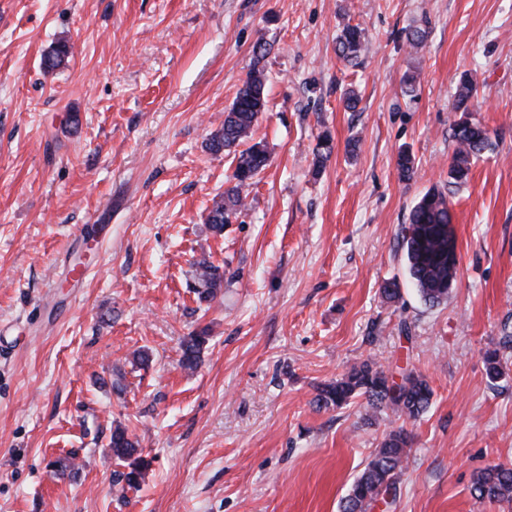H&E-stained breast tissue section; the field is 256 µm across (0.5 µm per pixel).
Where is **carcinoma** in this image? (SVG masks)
<instances>
[{
    "label": "carcinoma",
    "instance_id": "1",
    "mask_svg": "<svg viewBox=\"0 0 512 512\" xmlns=\"http://www.w3.org/2000/svg\"><path fill=\"white\" fill-rule=\"evenodd\" d=\"M364 35L357 25H343L336 37L338 55L347 62L358 60L363 50ZM267 47L259 43L253 50L252 63L224 121L210 137L209 149L214 153L229 151L252 137L259 116L267 109V74L262 62ZM69 57V47L57 44L44 58L48 70L59 67ZM476 89L468 79L461 80L453 106L457 116L450 124L455 150L448 170L446 191L433 188L424 193L410 211L409 223L400 230L399 246L404 253L408 279L424 303L431 306L448 301L456 284L458 258L453 234L450 194L469 180L472 164L493 146L490 131L470 117L469 102ZM333 151L329 133L322 132L315 150V171H320ZM268 155L264 146L254 143L241 151L230 178V186L215 201L207 223L216 234H223L244 207L247 189L265 169ZM224 268L203 256L193 263V293L201 303L211 302L224 288ZM208 330L203 328L182 340V364L195 369ZM404 383L396 395L391 394L393 374L371 363L363 362L336 381L317 388V408L341 407L356 397H363L373 408H392L409 419L419 417L431 404L433 390L429 382L412 370L401 373ZM113 455L126 463L119 475L122 488L135 489L144 481L150 462L138 453V444L127 431L116 427L110 438ZM411 451V441L404 428L390 431L376 449L363 471L352 483L343 503V512H372L377 501L390 506L397 498V483ZM472 496L481 503L512 502V462L497 463L473 474Z\"/></svg>",
    "mask_w": 512,
    "mask_h": 512
}]
</instances>
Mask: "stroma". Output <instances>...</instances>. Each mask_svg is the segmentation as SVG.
I'll return each instance as SVG.
<instances>
[{
  "mask_svg": "<svg viewBox=\"0 0 512 512\" xmlns=\"http://www.w3.org/2000/svg\"><path fill=\"white\" fill-rule=\"evenodd\" d=\"M346 22L364 32L354 64L336 53ZM260 40L252 139L270 162L218 235L206 219L234 163L207 142ZM61 42L66 64L45 72ZM464 76L493 147L452 198L457 282L431 307L398 234L448 182ZM204 255L227 274L209 303L190 288ZM393 279L403 304L381 294ZM204 327L186 369L181 342ZM507 332L512 0H0V512H340L399 427L412 449L395 504L375 512H512L470 494L476 471L512 461ZM366 360L425 377L429 409L315 407L320 384ZM119 424L150 462L136 490L117 482Z\"/></svg>",
  "mask_w": 512,
  "mask_h": 512,
  "instance_id": "35a3bbf8",
  "label": "stroma"
}]
</instances>
